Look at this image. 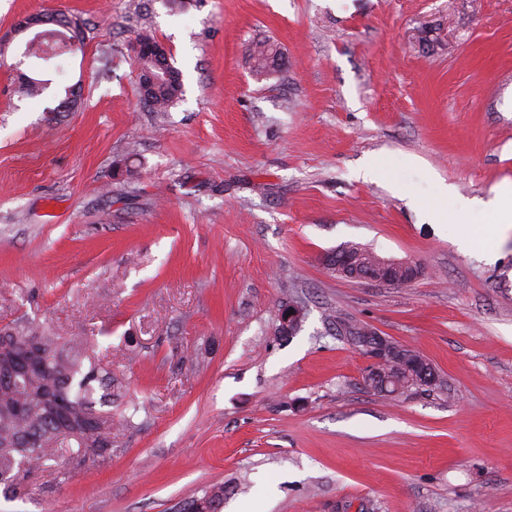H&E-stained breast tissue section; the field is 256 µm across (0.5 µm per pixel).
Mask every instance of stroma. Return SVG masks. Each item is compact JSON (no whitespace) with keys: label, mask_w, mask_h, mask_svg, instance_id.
Wrapping results in <instances>:
<instances>
[{"label":"stroma","mask_w":512,"mask_h":512,"mask_svg":"<svg viewBox=\"0 0 512 512\" xmlns=\"http://www.w3.org/2000/svg\"><path fill=\"white\" fill-rule=\"evenodd\" d=\"M46 10L84 48L25 60L21 34L0 59V321L97 338L116 424L110 458L0 512H181L216 484L223 512H512V228L426 218L440 184L478 204L512 180V0H0V32ZM142 32L182 73L166 112L138 93ZM265 39L284 65L259 80ZM21 71L50 88L21 96ZM348 242L422 274L327 270ZM341 318L439 385L374 395Z\"/></svg>","instance_id":"1"}]
</instances>
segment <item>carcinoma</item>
Returning <instances> with one entry per match:
<instances>
[{
    "mask_svg": "<svg viewBox=\"0 0 512 512\" xmlns=\"http://www.w3.org/2000/svg\"><path fill=\"white\" fill-rule=\"evenodd\" d=\"M249 59L254 74L263 78L283 66V55L276 44L262 40L252 44ZM170 76L159 82L145 104L155 112H166L181 100L182 74L165 59ZM21 89L26 96H40L47 89L44 81L25 77ZM368 328L353 320L337 322L339 335L353 345ZM0 346L25 362L26 371L8 383L0 382V487L19 492L35 471L53 465L75 462L85 466L112 453V415L100 409L112 398V372L101 367L91 352L96 344L66 340L50 325L16 319L0 326ZM406 359L394 365L402 374L400 394L428 391L438 383L422 380L420 374H436L435 368L418 352L405 350ZM50 397L66 402L68 430L61 431L47 415ZM41 439L37 448L25 447V437ZM199 499L208 500L211 512H221L224 486L204 490Z\"/></svg>",
    "mask_w": 512,
    "mask_h": 512,
    "instance_id": "1",
    "label": "carcinoma"
}]
</instances>
